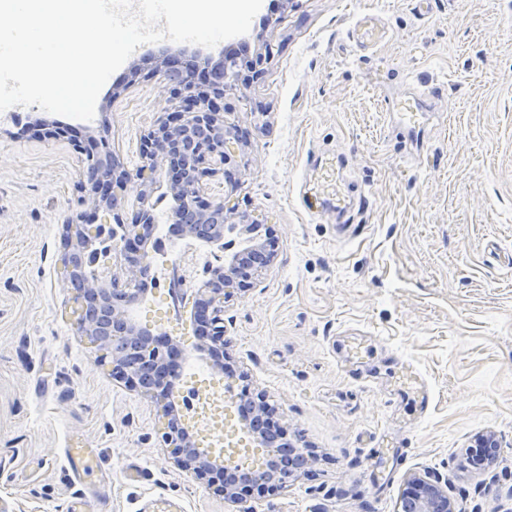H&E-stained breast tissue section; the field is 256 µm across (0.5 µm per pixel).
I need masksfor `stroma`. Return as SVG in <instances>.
<instances>
[{"label":"stroma","mask_w":512,"mask_h":512,"mask_svg":"<svg viewBox=\"0 0 512 512\" xmlns=\"http://www.w3.org/2000/svg\"><path fill=\"white\" fill-rule=\"evenodd\" d=\"M375 15L382 41L349 36ZM279 19L274 57L228 122L248 131L231 197L258 224L225 233L272 242L274 258L224 301L225 383L265 395L311 464L250 499L255 512H398L408 478L436 472L455 512H512V0H262ZM181 42L142 44L101 89L82 136L109 125L128 169L169 97L133 68ZM432 98L415 125L393 103ZM39 106L0 112V512H237L162 442V403L113 379L75 333L64 220L84 163L27 126ZM331 163L353 210L302 202ZM193 277L167 314L130 310L187 363L205 358ZM430 392L421 410L418 383ZM495 435L493 464L470 448ZM69 448L95 450L75 478Z\"/></svg>","instance_id":"35a3bbf8"}]
</instances>
